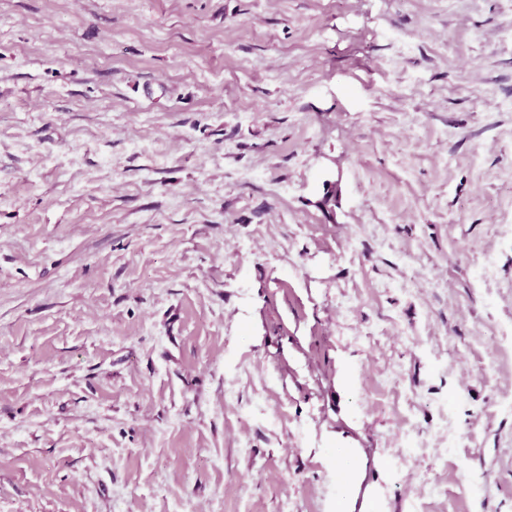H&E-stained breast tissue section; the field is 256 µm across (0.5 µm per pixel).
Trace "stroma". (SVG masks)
Masks as SVG:
<instances>
[{
    "instance_id": "stroma-1",
    "label": "stroma",
    "mask_w": 512,
    "mask_h": 512,
    "mask_svg": "<svg viewBox=\"0 0 512 512\" xmlns=\"http://www.w3.org/2000/svg\"><path fill=\"white\" fill-rule=\"evenodd\" d=\"M512 0H0V512H512Z\"/></svg>"
}]
</instances>
